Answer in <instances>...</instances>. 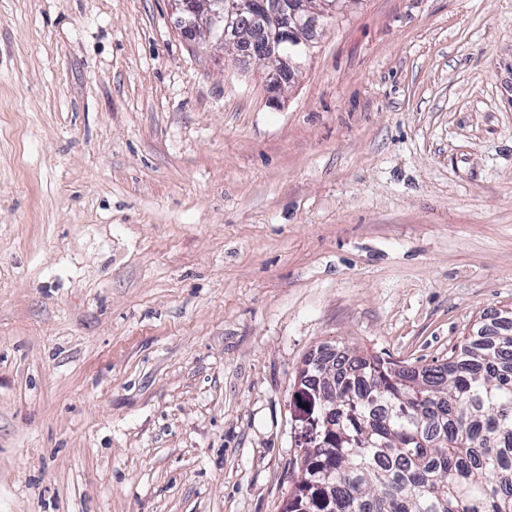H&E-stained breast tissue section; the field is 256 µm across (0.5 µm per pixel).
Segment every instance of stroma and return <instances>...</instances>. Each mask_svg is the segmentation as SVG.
<instances>
[{
  "instance_id": "stroma-1",
  "label": "stroma",
  "mask_w": 512,
  "mask_h": 512,
  "mask_svg": "<svg viewBox=\"0 0 512 512\" xmlns=\"http://www.w3.org/2000/svg\"><path fill=\"white\" fill-rule=\"evenodd\" d=\"M512 308V0H361L302 72L170 0H0V512H280L322 344Z\"/></svg>"
}]
</instances>
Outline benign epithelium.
Instances as JSON below:
<instances>
[{"instance_id": "1", "label": "benign epithelium", "mask_w": 512, "mask_h": 512, "mask_svg": "<svg viewBox=\"0 0 512 512\" xmlns=\"http://www.w3.org/2000/svg\"><path fill=\"white\" fill-rule=\"evenodd\" d=\"M176 14V24L189 41H196L201 33L215 40L214 46L232 45L224 42V29L235 25L237 19L249 14L259 26L274 25L283 31L281 36L259 38L258 32L248 36L240 52L247 58H257L272 63L269 72L270 88L283 87L288 75L287 68L299 71L302 61L311 56L317 42L309 39L288 40V34L296 31L295 24L302 19L312 32L324 31L341 15L346 0H171Z\"/></svg>"}]
</instances>
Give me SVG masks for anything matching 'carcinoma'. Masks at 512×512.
<instances>
[{
	"label": "carcinoma",
	"mask_w": 512,
	"mask_h": 512,
	"mask_svg": "<svg viewBox=\"0 0 512 512\" xmlns=\"http://www.w3.org/2000/svg\"><path fill=\"white\" fill-rule=\"evenodd\" d=\"M464 338L443 363L403 365L321 348L294 381L318 422L282 512H512V321Z\"/></svg>",
	"instance_id": "carcinoma-1"
}]
</instances>
